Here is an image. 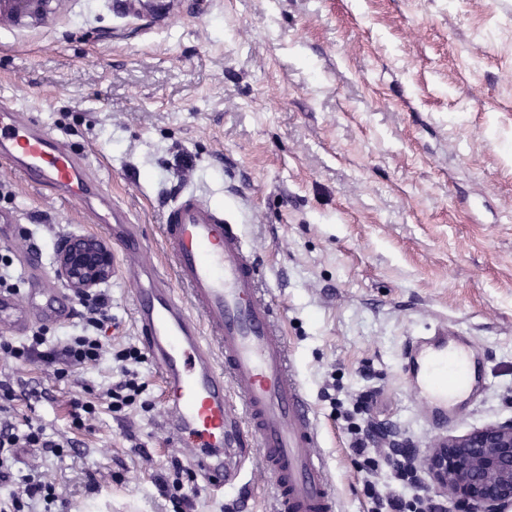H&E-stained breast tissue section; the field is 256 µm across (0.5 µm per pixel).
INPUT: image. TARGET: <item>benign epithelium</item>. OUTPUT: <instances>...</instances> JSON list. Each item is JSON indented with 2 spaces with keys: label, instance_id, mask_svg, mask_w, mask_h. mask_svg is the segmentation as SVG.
<instances>
[{
  "label": "benign epithelium",
  "instance_id": "benign-epithelium-1",
  "mask_svg": "<svg viewBox=\"0 0 512 512\" xmlns=\"http://www.w3.org/2000/svg\"><path fill=\"white\" fill-rule=\"evenodd\" d=\"M54 277L74 296L91 295L112 282L116 259L112 246L89 233L63 237L53 255ZM391 452L415 477L428 474L433 494L429 512H512V418L475 427L462 435L433 439L420 458L403 439L389 441Z\"/></svg>",
  "mask_w": 512,
  "mask_h": 512
}]
</instances>
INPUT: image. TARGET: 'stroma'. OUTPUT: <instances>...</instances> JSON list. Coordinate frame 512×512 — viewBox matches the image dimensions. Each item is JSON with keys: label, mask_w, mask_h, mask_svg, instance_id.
Listing matches in <instances>:
<instances>
[{"label": "stroma", "mask_w": 512, "mask_h": 512, "mask_svg": "<svg viewBox=\"0 0 512 512\" xmlns=\"http://www.w3.org/2000/svg\"><path fill=\"white\" fill-rule=\"evenodd\" d=\"M0 98L89 154L160 273L172 272L169 199L198 190L234 215L282 316L341 512L371 507L353 425L389 427L423 457L438 435L512 417V0H47L40 15L15 4L0 8ZM0 212L15 233L37 232L47 265L65 235L110 236L2 163ZM106 291L113 349L141 345L133 284L118 276ZM442 320L473 336L488 387L435 429L404 352ZM138 371L150 408L103 409L79 431L68 402L106 384L108 364L61 381L0 365L43 393L19 419L81 442L42 461L72 512L170 510L154 479L184 454L163 427L158 366L147 357ZM226 459L247 486L215 496L193 477L186 512H277L257 450Z\"/></svg>", "instance_id": "obj_1"}]
</instances>
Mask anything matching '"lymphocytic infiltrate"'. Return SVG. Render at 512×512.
I'll return each mask as SVG.
<instances>
[{
	"label": "lymphocytic infiltrate",
	"instance_id": "lymphocytic-infiltrate-1",
	"mask_svg": "<svg viewBox=\"0 0 512 512\" xmlns=\"http://www.w3.org/2000/svg\"><path fill=\"white\" fill-rule=\"evenodd\" d=\"M78 303V333L51 336L40 329L20 340L1 338L0 356L52 368L60 380L114 356L120 378L108 384L104 392L107 408L121 413L136 407L146 389L134 369L143 359L141 351L135 347L113 351L106 335L112 313L105 293L79 298ZM35 395V390L26 383L0 380V512H69L71 507L69 499L45 478L38 466H30L22 475L16 470L17 449L32 448L41 455L60 458L76 452L78 447L75 438L52 435L41 424L17 422L16 401H28Z\"/></svg>",
	"mask_w": 512,
	"mask_h": 512
}]
</instances>
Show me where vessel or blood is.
<instances>
[{
	"instance_id": "1",
	"label": "vessel or blood",
	"mask_w": 512,
	"mask_h": 512,
	"mask_svg": "<svg viewBox=\"0 0 512 512\" xmlns=\"http://www.w3.org/2000/svg\"><path fill=\"white\" fill-rule=\"evenodd\" d=\"M0 157L59 198L90 207L103 190L87 157L3 99ZM111 217L122 274L137 286L135 315L143 345L164 380V426L205 483L215 490L237 487L224 464V450L255 448L274 481L280 512H340L282 320L239 225L196 191L175 197L161 226L173 263L167 278L142 265L146 245L127 213L116 207ZM22 256L26 279L49 290L39 255L26 249ZM71 315L63 294H55L46 307L34 294L21 298L0 291V328L10 333L61 324ZM405 358L409 384L431 426L448 419L449 376L471 380L476 390L483 386L475 375L479 352L474 341L449 334L447 323L411 339ZM231 392L239 407L230 405Z\"/></svg>"
}]
</instances>
